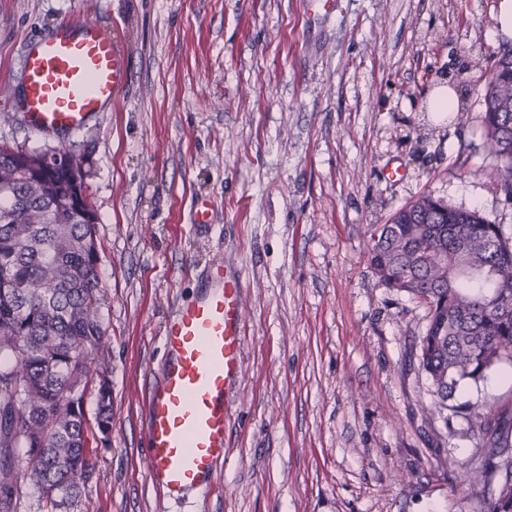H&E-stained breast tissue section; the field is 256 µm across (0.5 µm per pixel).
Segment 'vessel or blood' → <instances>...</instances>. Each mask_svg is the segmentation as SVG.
I'll list each match as a JSON object with an SVG mask.
<instances>
[{
  "label": "vessel or blood",
  "instance_id": "obj_1",
  "mask_svg": "<svg viewBox=\"0 0 512 512\" xmlns=\"http://www.w3.org/2000/svg\"><path fill=\"white\" fill-rule=\"evenodd\" d=\"M24 71L14 111L33 133L58 137L116 100L130 65L120 42L79 21L31 39ZM243 308L238 271L217 261L165 324L166 359L142 395L148 470L165 499L212 486L224 462L227 403L243 366Z\"/></svg>",
  "mask_w": 512,
  "mask_h": 512
}]
</instances>
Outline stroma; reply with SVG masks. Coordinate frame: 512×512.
<instances>
[{
    "instance_id": "obj_1",
    "label": "stroma",
    "mask_w": 512,
    "mask_h": 512,
    "mask_svg": "<svg viewBox=\"0 0 512 512\" xmlns=\"http://www.w3.org/2000/svg\"><path fill=\"white\" fill-rule=\"evenodd\" d=\"M500 0H0V146L70 147L93 164L112 427L69 512H484L464 484L479 413L512 405V365L431 415L428 307L371 271L372 227L430 195L512 238L485 149L484 79L512 40ZM87 19L127 44L119 100L49 138L13 112L25 46ZM459 111L428 109L439 84ZM210 201L209 224L190 221ZM237 265L243 373L215 488L162 500L141 434L163 330L206 267ZM14 512H50L27 476Z\"/></svg>"
}]
</instances>
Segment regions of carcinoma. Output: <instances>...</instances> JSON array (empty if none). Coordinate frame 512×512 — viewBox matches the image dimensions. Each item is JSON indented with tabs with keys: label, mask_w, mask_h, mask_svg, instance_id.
I'll use <instances>...</instances> for the list:
<instances>
[{
	"label": "carcinoma",
	"mask_w": 512,
	"mask_h": 512,
	"mask_svg": "<svg viewBox=\"0 0 512 512\" xmlns=\"http://www.w3.org/2000/svg\"><path fill=\"white\" fill-rule=\"evenodd\" d=\"M512 48L486 71L485 148L498 166V185L512 200ZM0 147V512H10L15 466L9 449L28 448L29 476L52 512H68L92 466L91 440L107 441L111 390L101 324L104 294L97 272L89 183L81 208L62 204L84 160L69 149H48L43 176ZM368 262L389 288L429 307L420 366L434 388V411L448 408L463 382L477 384L499 364H512V238L476 209L436 200L398 210L370 234ZM98 361L96 432L83 410L90 363ZM483 468L466 472L470 486L490 485L487 512H512V409L484 416Z\"/></svg>",
	"instance_id": "obj_1"
}]
</instances>
